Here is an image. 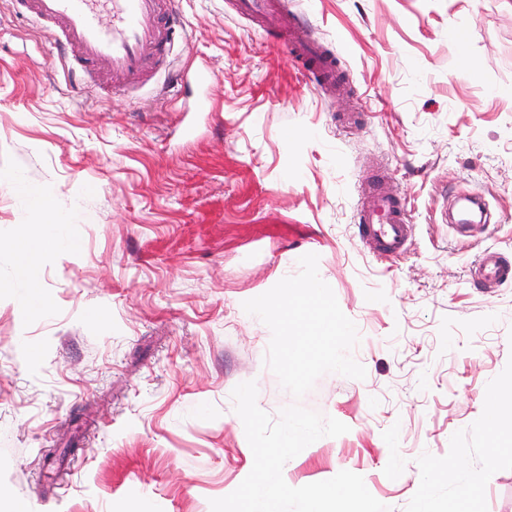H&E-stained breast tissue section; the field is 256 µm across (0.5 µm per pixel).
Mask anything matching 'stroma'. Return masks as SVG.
I'll return each mask as SVG.
<instances>
[{"label": "stroma", "instance_id": "obj_1", "mask_svg": "<svg viewBox=\"0 0 512 512\" xmlns=\"http://www.w3.org/2000/svg\"><path fill=\"white\" fill-rule=\"evenodd\" d=\"M337 60L313 88L282 35L234 0H176L192 34L164 68H209L198 94L73 88L45 31L0 0V512H211L253 467L233 389L271 417L293 404L266 366L269 328L242 304L319 257L357 326L362 380L320 377L302 406L347 425L283 468L293 487L343 470L392 512H512V449L489 457L488 400L512 419V0H283ZM19 175V186L8 175ZM405 198L413 238L357 241L362 196ZM44 191L72 241L17 283L18 231ZM479 190L494 221L444 214ZM464 467L473 491L441 472ZM473 277L491 284H511L512 264L510 266L499 250L487 249L478 258L473 268Z\"/></svg>", "mask_w": 512, "mask_h": 512}]
</instances>
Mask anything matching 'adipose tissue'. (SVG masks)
I'll use <instances>...</instances> for the list:
<instances>
[{"label": "adipose tissue", "instance_id": "ef3b65f1", "mask_svg": "<svg viewBox=\"0 0 512 512\" xmlns=\"http://www.w3.org/2000/svg\"><path fill=\"white\" fill-rule=\"evenodd\" d=\"M56 224L46 203H39L38 214L17 235L15 249L23 264L22 279L29 289L30 300L36 301L41 297L40 282L34 272L43 267L51 259V253L44 243L53 239Z\"/></svg>", "mask_w": 512, "mask_h": 512}]
</instances>
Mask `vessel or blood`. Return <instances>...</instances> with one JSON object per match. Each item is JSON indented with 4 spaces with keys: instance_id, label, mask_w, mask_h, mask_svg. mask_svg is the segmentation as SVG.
Masks as SVG:
<instances>
[{
    "instance_id": "b4317fda",
    "label": "vessel or blood",
    "mask_w": 512,
    "mask_h": 512,
    "mask_svg": "<svg viewBox=\"0 0 512 512\" xmlns=\"http://www.w3.org/2000/svg\"><path fill=\"white\" fill-rule=\"evenodd\" d=\"M25 13L49 31L55 42L75 56L74 85L94 70H107L118 88L151 86L158 64L175 40L188 34L176 17L175 0H17ZM238 14L255 20L261 30L288 27L290 50L309 64V80L319 85L335 70L333 57L316 39L306 36L305 21L296 13L281 15L276 0H236ZM360 243L373 253L399 256L413 232L409 213L399 197L379 191L356 210ZM475 278L491 284L512 283V263L496 249L485 250L474 268Z\"/></svg>"
}]
</instances>
